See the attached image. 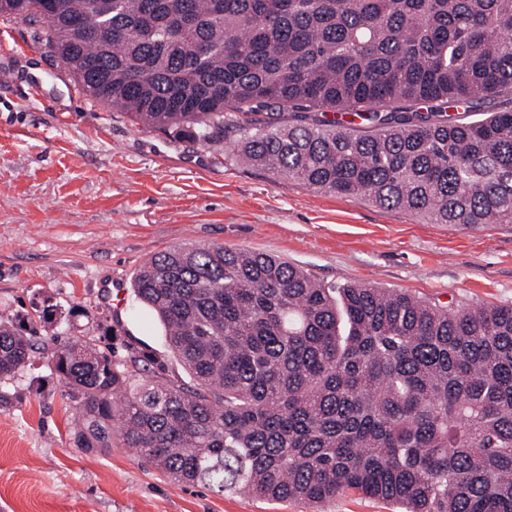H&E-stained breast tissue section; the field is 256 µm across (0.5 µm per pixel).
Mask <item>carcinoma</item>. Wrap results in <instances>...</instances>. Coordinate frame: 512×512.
<instances>
[{"label": "carcinoma", "mask_w": 512, "mask_h": 512, "mask_svg": "<svg viewBox=\"0 0 512 512\" xmlns=\"http://www.w3.org/2000/svg\"><path fill=\"white\" fill-rule=\"evenodd\" d=\"M0 0L97 102L277 177L434 224H512V0ZM487 112L464 122L449 110ZM194 384L132 382L80 340L52 364L80 448L120 435L219 493L397 512H512V306H440L326 285L222 245L133 281ZM33 339L0 321V380Z\"/></svg>", "instance_id": "cac0c4a2"}]
</instances>
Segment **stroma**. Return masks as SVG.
<instances>
[{
  "mask_svg": "<svg viewBox=\"0 0 512 512\" xmlns=\"http://www.w3.org/2000/svg\"><path fill=\"white\" fill-rule=\"evenodd\" d=\"M279 256L312 278L440 305H512V224L468 228L273 176L215 147L143 128L93 101L30 26L0 16V320L33 335L0 381V512H394L358 493L312 503L184 485L113 441L87 452L51 368L62 340L141 352L186 372L134 296L136 272L176 246Z\"/></svg>",
  "mask_w": 512,
  "mask_h": 512,
  "instance_id": "stroma-1",
  "label": "stroma"
}]
</instances>
